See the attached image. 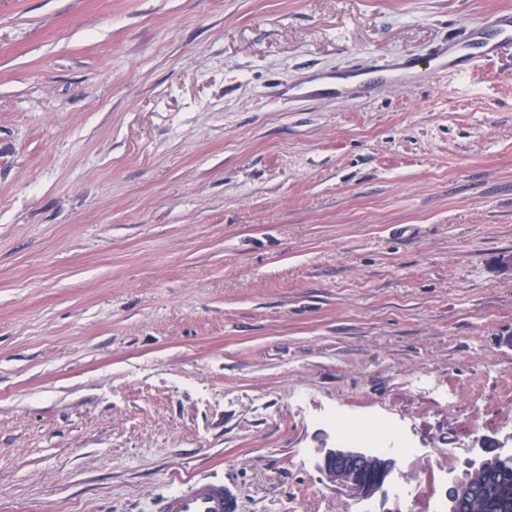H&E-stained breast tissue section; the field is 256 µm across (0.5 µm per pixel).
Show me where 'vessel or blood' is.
I'll return each mask as SVG.
<instances>
[{
	"mask_svg": "<svg viewBox=\"0 0 512 512\" xmlns=\"http://www.w3.org/2000/svg\"><path fill=\"white\" fill-rule=\"evenodd\" d=\"M487 29L486 36L469 35L456 46L460 61L469 67H477L512 47V12L490 19ZM234 507L233 493L223 483L199 480L182 483L155 503L156 512H233Z\"/></svg>",
	"mask_w": 512,
	"mask_h": 512,
	"instance_id": "1",
	"label": "vessel or blood"
}]
</instances>
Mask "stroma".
Instances as JSON below:
<instances>
[{"mask_svg":"<svg viewBox=\"0 0 512 512\" xmlns=\"http://www.w3.org/2000/svg\"><path fill=\"white\" fill-rule=\"evenodd\" d=\"M503 9L0 0V512H448L512 448V53L436 51ZM384 458L388 459V468L385 472L389 473L383 483L381 482L384 473L383 462L358 450L328 449L323 456L321 469L332 481L350 487L363 497H371L384 490L396 470V460L392 457ZM373 475H376L377 478L376 483L371 487L360 483L363 476ZM234 495L222 482L189 480L159 496L155 512H227Z\"/></svg>","mask_w":512,"mask_h":512,"instance_id":"1","label":"stroma"}]
</instances>
